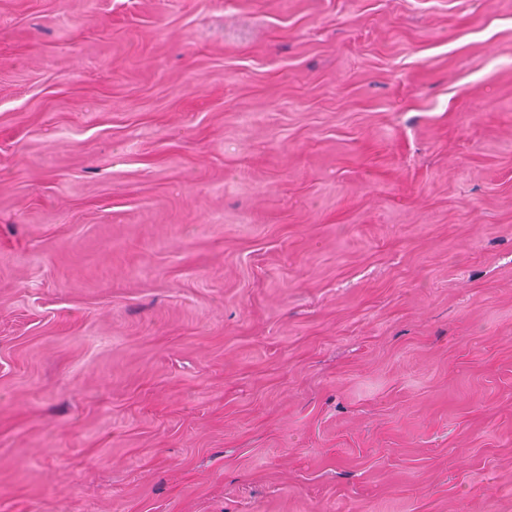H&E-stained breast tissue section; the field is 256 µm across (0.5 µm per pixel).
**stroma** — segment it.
Wrapping results in <instances>:
<instances>
[{
  "label": "stroma",
  "instance_id": "35a3bbf8",
  "mask_svg": "<svg viewBox=\"0 0 512 512\" xmlns=\"http://www.w3.org/2000/svg\"><path fill=\"white\" fill-rule=\"evenodd\" d=\"M0 512H512V0H0Z\"/></svg>",
  "mask_w": 512,
  "mask_h": 512
}]
</instances>
